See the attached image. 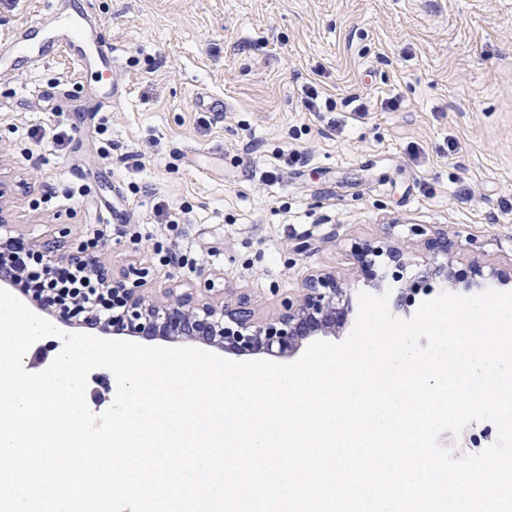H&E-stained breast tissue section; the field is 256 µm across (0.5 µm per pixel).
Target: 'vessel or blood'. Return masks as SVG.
I'll return each mask as SVG.
<instances>
[{
  "label": "vessel or blood",
  "instance_id": "1",
  "mask_svg": "<svg viewBox=\"0 0 512 512\" xmlns=\"http://www.w3.org/2000/svg\"><path fill=\"white\" fill-rule=\"evenodd\" d=\"M85 9L79 8L48 26L32 25L27 39L9 37L22 58L37 62L50 55H63L78 68L94 67L104 72L112 70V48L96 42L89 27Z\"/></svg>",
  "mask_w": 512,
  "mask_h": 512
}]
</instances>
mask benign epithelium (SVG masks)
I'll return each instance as SVG.
<instances>
[{"label":"benign epithelium","mask_w":512,"mask_h":512,"mask_svg":"<svg viewBox=\"0 0 512 512\" xmlns=\"http://www.w3.org/2000/svg\"><path fill=\"white\" fill-rule=\"evenodd\" d=\"M448 234L437 233L426 239L427 254L422 258V269L417 276L406 282V290L416 295L423 291L421 285L437 282L457 291L459 287L451 279L449 262L439 260L448 254ZM354 257L360 270L371 276L381 269L382 276L403 279L408 259L405 252L394 246H372L356 243ZM48 265L75 262L86 270L102 274L97 257L82 251L56 254L43 251ZM211 282H204V291L185 292L169 303L158 305L143 292L142 276L132 271L119 277L104 278L100 293L112 299V323L93 322L83 325L93 335H108L110 325H119L122 335L134 338H153L157 333L175 341L180 337L201 341L207 345L238 353L262 352L283 357L295 351L299 341L320 332H335L337 318L352 303L351 289L343 287L331 272H316L304 283L302 295L285 298L279 310L263 321L254 320L247 294H240L232 302L213 300Z\"/></svg>","instance_id":"benign-epithelium-1"}]
</instances>
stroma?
Segmentation results:
<instances>
[{
  "label": "stroma",
  "instance_id": "obj_1",
  "mask_svg": "<svg viewBox=\"0 0 512 512\" xmlns=\"http://www.w3.org/2000/svg\"><path fill=\"white\" fill-rule=\"evenodd\" d=\"M70 0H0V38ZM112 102L67 58L0 69V233L96 252L164 298L242 288L257 316L356 242L512 291V0H89ZM335 112H309L305 87ZM52 89L44 98L36 89ZM223 97L205 112L202 97ZM361 96L368 111L353 112ZM396 99L397 110L382 101Z\"/></svg>",
  "mask_w": 512,
  "mask_h": 512
}]
</instances>
